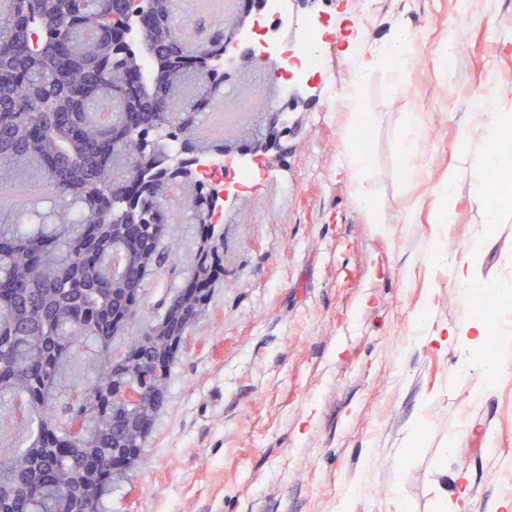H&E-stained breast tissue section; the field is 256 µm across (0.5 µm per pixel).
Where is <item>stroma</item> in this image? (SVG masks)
Listing matches in <instances>:
<instances>
[{
  "instance_id": "obj_1",
  "label": "stroma",
  "mask_w": 512,
  "mask_h": 512,
  "mask_svg": "<svg viewBox=\"0 0 512 512\" xmlns=\"http://www.w3.org/2000/svg\"><path fill=\"white\" fill-rule=\"evenodd\" d=\"M458 0H382L371 44L399 24L427 31L400 71L377 54L351 66L341 48L359 35L349 20L361 0H309L299 18L323 16L322 80L301 89L278 135L275 158L249 194L224 206L215 239L224 273L171 362L162 411L141 456L105 498V512H436L438 479L465 474L471 506L512 498L496 458L512 461V378L477 391L478 372L454 348L427 343L433 328L483 311L448 272V259L477 250V274L512 294V200L486 223L469 199L486 195L478 162L486 134L468 89L493 76L494 109L512 117V0H467L476 24L454 63H439ZM191 23L232 33L235 0H179ZM499 34L486 38L478 19ZM257 62L235 66L238 92L218 95L198 116L200 139L224 140L227 121L263 131L266 113L242 109L266 95ZM354 90L372 138L362 174L344 168L356 150L357 115L328 111V84ZM417 121L420 175L408 177L401 133ZM465 169L452 203L442 185ZM15 217L61 207L33 171ZM164 246L196 253L203 238L187 189L169 207ZM161 270L143 286L148 315L187 283Z\"/></svg>"
}]
</instances>
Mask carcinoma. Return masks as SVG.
<instances>
[{"instance_id": "obj_1", "label": "carcinoma", "mask_w": 512, "mask_h": 512, "mask_svg": "<svg viewBox=\"0 0 512 512\" xmlns=\"http://www.w3.org/2000/svg\"><path fill=\"white\" fill-rule=\"evenodd\" d=\"M41 21L42 52L28 50L26 12ZM74 14L67 27L58 24ZM155 67L136 91L121 90L123 61L112 58L113 0H7L0 13V181L38 169L70 208L56 224L26 232L0 224V396L19 399V420L31 423L28 447L0 459V512H102L115 460L141 450L165 401L168 343L200 317L208 294L186 288L147 321L119 355L112 341L144 313L142 288L151 273L176 261L163 249L166 203L180 182L170 144L196 154V112L224 83L223 70L201 79V96L182 104L181 92L197 74L202 47L220 51L224 28L191 46L174 23L170 0H153ZM154 194L145 212L123 214L113 201L124 195L132 169ZM119 254L121 275L109 260ZM217 256H196L191 280L211 277ZM92 341L96 375L69 397L63 423L55 405L65 366L80 344ZM155 372V384L129 406L112 395ZM83 421L74 439L70 422Z\"/></svg>"}]
</instances>
